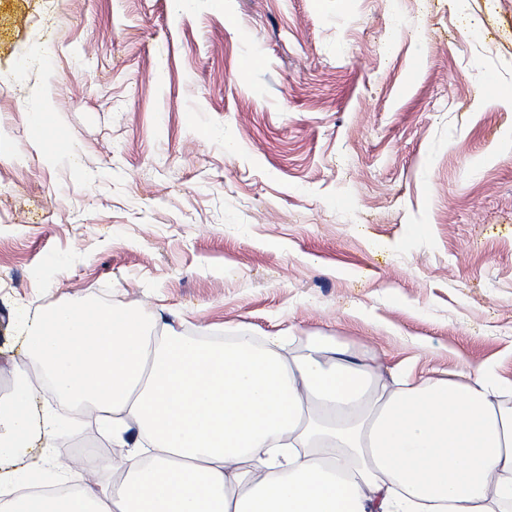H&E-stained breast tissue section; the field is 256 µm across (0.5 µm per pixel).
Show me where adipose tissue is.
Instances as JSON below:
<instances>
[{
    "label": "adipose tissue",
    "mask_w": 512,
    "mask_h": 512,
    "mask_svg": "<svg viewBox=\"0 0 512 512\" xmlns=\"http://www.w3.org/2000/svg\"><path fill=\"white\" fill-rule=\"evenodd\" d=\"M0 393V512H505L512 385L483 364L406 377L350 359L331 337L287 357L240 334L223 344L93 301L30 324ZM89 407L120 447L57 469L45 495L36 385Z\"/></svg>",
    "instance_id": "1"
}]
</instances>
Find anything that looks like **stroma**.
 Here are the masks:
<instances>
[{
    "mask_svg": "<svg viewBox=\"0 0 512 512\" xmlns=\"http://www.w3.org/2000/svg\"><path fill=\"white\" fill-rule=\"evenodd\" d=\"M509 90L512 0H0V386L23 318L88 297L512 382ZM37 405L56 457L117 455Z\"/></svg>",
    "mask_w": 512,
    "mask_h": 512,
    "instance_id": "1",
    "label": "stroma"
}]
</instances>
